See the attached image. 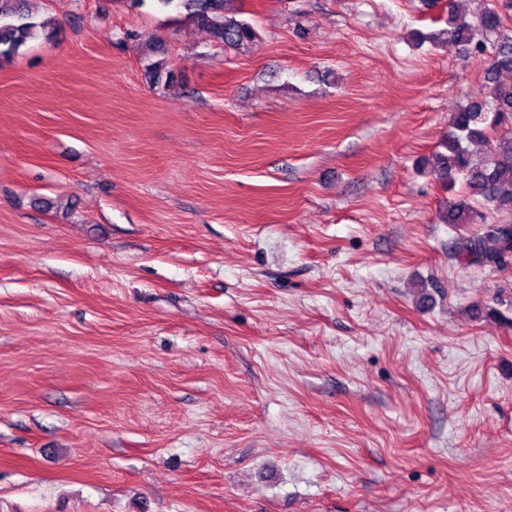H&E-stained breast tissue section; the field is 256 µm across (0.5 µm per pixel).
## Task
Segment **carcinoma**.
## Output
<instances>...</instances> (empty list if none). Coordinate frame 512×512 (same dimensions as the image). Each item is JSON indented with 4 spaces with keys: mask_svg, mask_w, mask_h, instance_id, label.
<instances>
[{
    "mask_svg": "<svg viewBox=\"0 0 512 512\" xmlns=\"http://www.w3.org/2000/svg\"><path fill=\"white\" fill-rule=\"evenodd\" d=\"M30 0H0V59L19 54L28 42L44 34L45 22L29 9ZM164 8L183 14V20L204 35L206 45L234 52L248 51L258 40L249 21L229 7L230 0H157ZM449 40L487 58L490 89L485 99L457 108L450 119L445 142L434 165L447 190L462 185L448 202L446 223L471 224L484 212L512 215V144L503 147L491 138L496 127L512 122V83L497 80L502 71L512 72V34L503 33L504 20L512 15V0H489L477 12L459 9V0H446ZM144 77L154 86L171 87L175 68L162 42L149 44L144 55ZM483 147L476 158L470 145ZM512 253V223L490 225L481 235L457 243V255L465 265L500 267Z\"/></svg>",
    "mask_w": 512,
    "mask_h": 512,
    "instance_id": "cac0c4a2",
    "label": "carcinoma"
}]
</instances>
